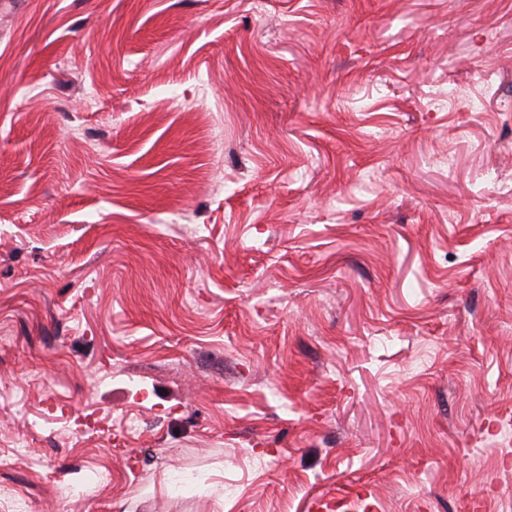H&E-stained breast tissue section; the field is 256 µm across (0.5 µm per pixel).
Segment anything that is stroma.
Listing matches in <instances>:
<instances>
[{
  "mask_svg": "<svg viewBox=\"0 0 512 512\" xmlns=\"http://www.w3.org/2000/svg\"><path fill=\"white\" fill-rule=\"evenodd\" d=\"M0 455V512H512V0H0Z\"/></svg>",
  "mask_w": 512,
  "mask_h": 512,
  "instance_id": "stroma-1",
  "label": "stroma"
}]
</instances>
